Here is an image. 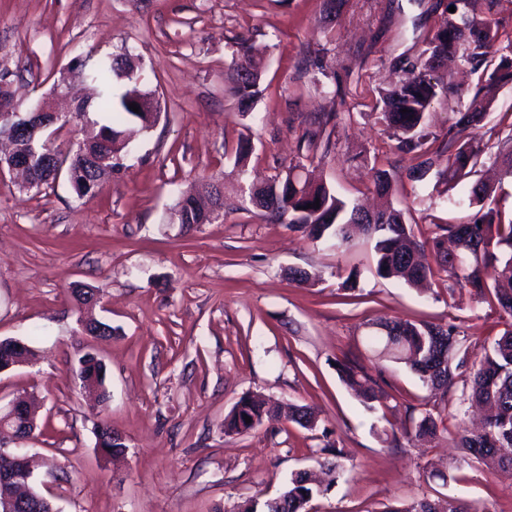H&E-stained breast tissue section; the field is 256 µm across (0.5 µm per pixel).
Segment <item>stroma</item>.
<instances>
[{
    "label": "stroma",
    "mask_w": 512,
    "mask_h": 512,
    "mask_svg": "<svg viewBox=\"0 0 512 512\" xmlns=\"http://www.w3.org/2000/svg\"><path fill=\"white\" fill-rule=\"evenodd\" d=\"M434 2L344 0L332 23L322 0H0V77L16 104L49 93L75 59L125 54L161 106L157 124L134 138L136 157L95 194L77 196L64 178L40 193L0 178V338L36 351L32 364L0 374V399L38 400L43 429L26 446L53 461L46 481L59 512H234L316 467L329 441L345 474L315 498L319 512H385L425 496L512 512V472L489 473L445 434L404 439L406 408H423L428 391L367 342V324L379 317L452 322L491 340L505 328L498 308L464 290L381 279L366 238L330 249L243 200L244 187L296 163L306 119L336 111L332 151L308 167L342 199L403 210L420 241L436 225L473 219L466 186L449 202L434 176L408 178L415 158L393 151L377 119L379 89L438 24ZM241 38L266 64V91L247 116L224 94ZM456 79L466 97L432 105L434 132H448L478 88L477 75ZM490 97L483 134L494 142L512 133V84ZM243 140L253 153L240 169ZM377 167L392 174L384 200L372 192ZM217 183L220 218L172 223L182 192ZM292 268L312 280L293 281ZM352 271L358 286L348 290ZM76 283L103 290L95 314L112 325V339L82 335L69 295ZM89 347L106 365L102 402L76 378ZM346 357L379 381L387 401L371 410L345 387L336 362ZM257 394L316 407L321 420L313 430L267 421L225 434L226 414ZM103 421L126 440L120 460L97 452ZM385 428L402 435L400 446L382 441Z\"/></svg>",
    "instance_id": "35a3bbf8"
}]
</instances>
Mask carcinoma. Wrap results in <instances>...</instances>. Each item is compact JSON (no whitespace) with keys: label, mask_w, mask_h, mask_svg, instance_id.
<instances>
[{"label":"carcinoma","mask_w":512,"mask_h":512,"mask_svg":"<svg viewBox=\"0 0 512 512\" xmlns=\"http://www.w3.org/2000/svg\"><path fill=\"white\" fill-rule=\"evenodd\" d=\"M472 0H450L424 49L405 68L406 77L381 92L380 121L399 153L421 158L409 176L436 169L442 194L453 190L476 167L487 148L479 135L489 104L475 93L467 111L459 113L455 127L457 139H439L428 124V111L434 102L463 90L452 80L445 61L456 59L479 74L478 82L489 86L512 84V57L495 59L497 21L500 0H483L485 16L470 12ZM455 7V12L448 7ZM264 59L256 54L248 40L237 42L232 72L225 77V92L235 100L239 111L250 112L265 92L262 87ZM97 85V97L82 103L78 111L103 116L100 130L112 139V153L122 154L130 146L126 130L115 123L136 119L148 129L157 122L159 105L140 86V74L128 57L97 59L89 72ZM135 103L140 112L129 108ZM338 114L322 112L307 121L299 138L300 146L311 149L335 123ZM496 158L503 178L512 179V137L498 147ZM273 204L260 206L270 222L288 220V224L331 248L352 244L357 234L374 243L375 273L385 280L400 281L410 287H444L452 294L468 289L480 302L496 301L506 316L508 328L478 360L470 359L471 337L455 324L411 322L378 318L369 324L370 344L377 355L414 371L439 402L431 410L412 419L414 438L429 441L443 431L446 421H455L459 447L466 449L477 463L491 471H512V218L506 220L494 208L479 209L468 224H437L428 242L416 239L400 209L369 212L350 207L325 182L308 177L301 162L277 173L267 183ZM374 190L386 195L392 191V175L375 172ZM492 190L477 181L468 191L469 204L483 205ZM320 200L315 209L310 204ZM178 205L187 224L199 223L205 200L185 192ZM340 380L365 404L389 397L377 380L356 362L336 360ZM463 382L460 393L449 395L455 379ZM282 415L299 426L313 430L320 411L312 406L278 401L240 399L224 418V433L243 434L260 425L264 418ZM251 422H246L245 417ZM324 480L315 481L305 473H294L288 485L276 497L262 503L247 500L235 512H306L314 496L327 492L340 475L339 465L325 459L319 462ZM384 512H471L453 497H423L408 507L389 506Z\"/></svg>","instance_id":"carcinoma-1"}]
</instances>
